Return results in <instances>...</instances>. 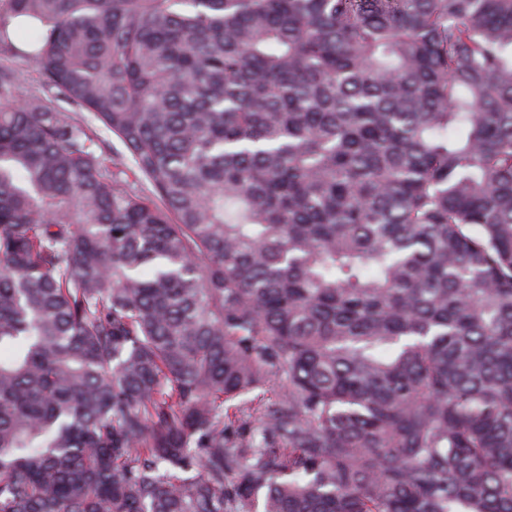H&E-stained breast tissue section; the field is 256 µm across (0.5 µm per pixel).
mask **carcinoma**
Listing matches in <instances>:
<instances>
[{"instance_id": "carcinoma-1", "label": "carcinoma", "mask_w": 512, "mask_h": 512, "mask_svg": "<svg viewBox=\"0 0 512 512\" xmlns=\"http://www.w3.org/2000/svg\"><path fill=\"white\" fill-rule=\"evenodd\" d=\"M6 2L0 512H512V0ZM0 66L10 67L21 75L23 79V88L19 91V99L25 95L26 89L36 86L39 80V73L37 65L24 57L12 55H0Z\"/></svg>"}]
</instances>
